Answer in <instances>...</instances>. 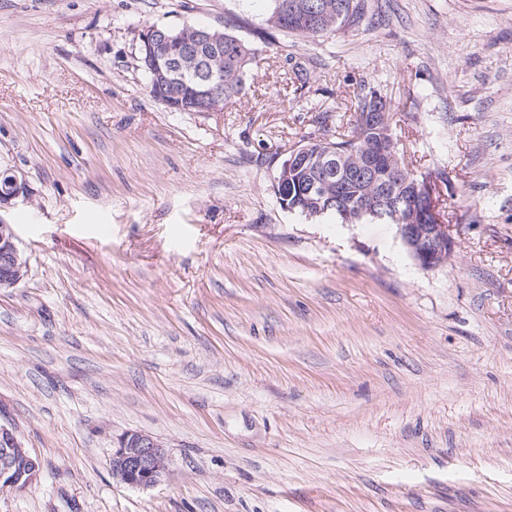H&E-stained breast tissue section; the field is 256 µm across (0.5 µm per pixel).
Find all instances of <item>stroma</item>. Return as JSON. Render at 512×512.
I'll return each mask as SVG.
<instances>
[{
    "mask_svg": "<svg viewBox=\"0 0 512 512\" xmlns=\"http://www.w3.org/2000/svg\"><path fill=\"white\" fill-rule=\"evenodd\" d=\"M270 0H0V415L42 463L0 512H512V0H366L359 26L269 42ZM147 24L256 43L219 112H173ZM313 66L294 93L287 61ZM390 104L458 242L426 270L391 224L284 209L278 167ZM169 456L112 475L118 438ZM6 175L2 183L0 180V212L2 208L10 206L13 200L29 194V186L22 173L10 170ZM29 261L16 243L12 224L0 217V288H13L28 275ZM164 445L140 432L120 436L112 452V475L131 487H151L168 471L169 458Z\"/></svg>",
    "mask_w": 512,
    "mask_h": 512,
    "instance_id": "obj_1",
    "label": "stroma"
}]
</instances>
